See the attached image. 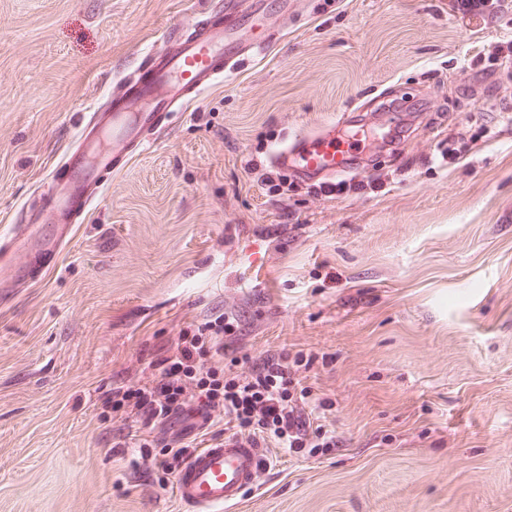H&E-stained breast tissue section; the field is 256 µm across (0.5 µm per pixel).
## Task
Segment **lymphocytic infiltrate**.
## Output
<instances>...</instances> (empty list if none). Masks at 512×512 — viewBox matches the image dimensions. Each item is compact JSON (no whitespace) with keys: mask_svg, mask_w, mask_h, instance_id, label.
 I'll return each mask as SVG.
<instances>
[{"mask_svg":"<svg viewBox=\"0 0 512 512\" xmlns=\"http://www.w3.org/2000/svg\"><path fill=\"white\" fill-rule=\"evenodd\" d=\"M238 327V319L226 314L188 327L173 352L151 361V379L115 383L102 399L123 421L117 447L156 468L160 488L169 487L199 446L190 432L169 435V426L183 418H201L211 440L227 433L251 447L274 446L292 456L336 444L324 423L329 402L311 400L297 378L312 367L314 355L283 349L254 361L247 372L225 370L226 342Z\"/></svg>","mask_w":512,"mask_h":512,"instance_id":"1","label":"lymphocytic infiltrate"}]
</instances>
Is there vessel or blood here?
Segmentation results:
<instances>
[{
    "label": "vessel or blood",
    "mask_w": 512,
    "mask_h": 512,
    "mask_svg": "<svg viewBox=\"0 0 512 512\" xmlns=\"http://www.w3.org/2000/svg\"><path fill=\"white\" fill-rule=\"evenodd\" d=\"M268 9L264 0H223L208 10L186 37L171 36L165 52L151 56L137 77L123 82L108 105L91 112L67 151L61 172L48 183L40 209L27 223L0 237V288L33 279L69 242V231L107 187L113 172L131 153L147 146L161 131L170 111L188 102L231 71L254 48L234 37L256 17L286 13ZM359 145L357 137H337L334 129L299 135L272 153L273 167L295 168L307 176L343 173ZM27 248L30 260L19 266L14 253ZM262 468L257 449L227 439L195 449L179 470L174 492L190 512H214L237 504Z\"/></svg>",
    "instance_id": "vessel-or-blood-1"
}]
</instances>
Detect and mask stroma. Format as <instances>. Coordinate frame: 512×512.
<instances>
[{
  "instance_id": "obj_1",
  "label": "stroma",
  "mask_w": 512,
  "mask_h": 512,
  "mask_svg": "<svg viewBox=\"0 0 512 512\" xmlns=\"http://www.w3.org/2000/svg\"><path fill=\"white\" fill-rule=\"evenodd\" d=\"M292 0L280 31L113 174L54 264L0 300V512H187L110 453L113 382L227 313L248 360L314 355L335 447L272 448L229 512H512V0ZM220 0H0V234L87 113ZM362 132L318 194L270 156ZM458 158L442 164L449 143ZM255 170H247L246 160Z\"/></svg>"
}]
</instances>
